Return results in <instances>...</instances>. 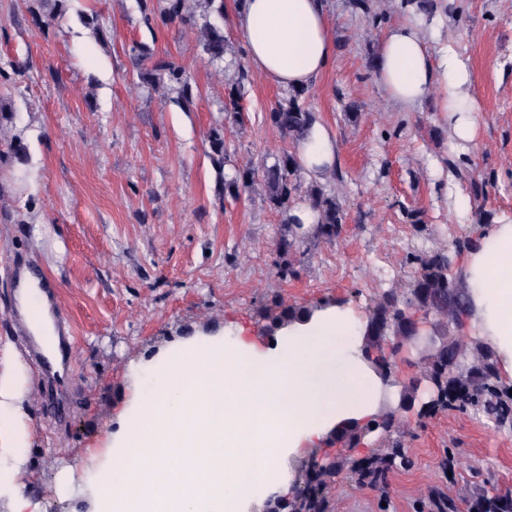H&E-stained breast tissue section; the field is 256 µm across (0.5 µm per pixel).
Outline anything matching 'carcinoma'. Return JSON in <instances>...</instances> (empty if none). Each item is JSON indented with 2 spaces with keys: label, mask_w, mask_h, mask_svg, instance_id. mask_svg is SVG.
Wrapping results in <instances>:
<instances>
[{
  "label": "carcinoma",
  "mask_w": 512,
  "mask_h": 512,
  "mask_svg": "<svg viewBox=\"0 0 512 512\" xmlns=\"http://www.w3.org/2000/svg\"><path fill=\"white\" fill-rule=\"evenodd\" d=\"M185 0H164L160 14L148 7H142L144 24L151 28L157 22H196L195 17L184 12ZM204 51L213 61L224 59V29L204 16ZM133 64L143 83L151 86H166L177 93V102L185 109L194 104V95L187 70L173 62L155 60L153 55L140 46L131 48ZM248 73L245 68L238 70L237 79L225 87V97L231 109H236L245 92ZM303 92L291 91L279 100L266 114V120L282 133L297 141L307 126L315 119L314 112L302 100ZM210 157L216 168L223 172L221 193L239 196L250 192L256 183H261L264 198L269 208L278 212H289L300 198L301 175L297 159L292 153H284L270 165L260 169L237 167L231 174H224L227 153L224 145V127L215 126L208 132ZM306 197L318 211L319 221L315 234L325 240L339 236L345 223V212L336 194L326 187L312 183L307 187ZM452 256L436 252L420 258V271L412 288L406 294L389 289L372 300L367 335H397L396 320L405 308L427 300L429 312L442 322L456 318L462 308L448 306V269ZM310 314L304 306L286 305L281 301L262 312V319L271 328L285 327L288 323L302 320ZM462 361L463 366L448 377V367ZM421 374L440 382L437 405L453 406L461 410L471 409L484 416L499 429H512V389L503 385L498 373V359L495 350L479 338L453 336L450 344L440 354H431L421 360ZM412 460L399 443L367 459L355 471L353 478L359 484L379 490L389 473L395 469H406ZM341 470L336 459L314 463L311 467V481L308 490L300 498L285 501L276 506L275 512H328L326 489ZM467 512H512V493L500 492L489 481L474 486L462 496ZM459 501V502H461ZM456 499L437 493L432 498L433 512H459Z\"/></svg>",
  "instance_id": "obj_1"
}]
</instances>
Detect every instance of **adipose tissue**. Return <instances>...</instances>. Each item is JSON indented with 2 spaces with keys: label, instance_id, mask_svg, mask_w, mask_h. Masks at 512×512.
<instances>
[{
  "label": "adipose tissue",
  "instance_id": "ef3b65f1",
  "mask_svg": "<svg viewBox=\"0 0 512 512\" xmlns=\"http://www.w3.org/2000/svg\"><path fill=\"white\" fill-rule=\"evenodd\" d=\"M252 68L285 90L317 87L336 55L326 0H236L226 14ZM374 70L391 105L411 109L434 90L454 137L474 140L470 76L453 53L433 57L413 25L382 36ZM300 174L321 181L339 163L336 135L314 120L296 143ZM478 333L512 384V214L477 227L463 258ZM351 307L317 308L268 343L246 336L180 338L154 359L149 392H132L103 447L89 512H249L288 499L290 456L312 453L371 422L380 380L347 344ZM13 378H0V451L17 454L25 415Z\"/></svg>",
  "mask_w": 512,
  "mask_h": 512
}]
</instances>
